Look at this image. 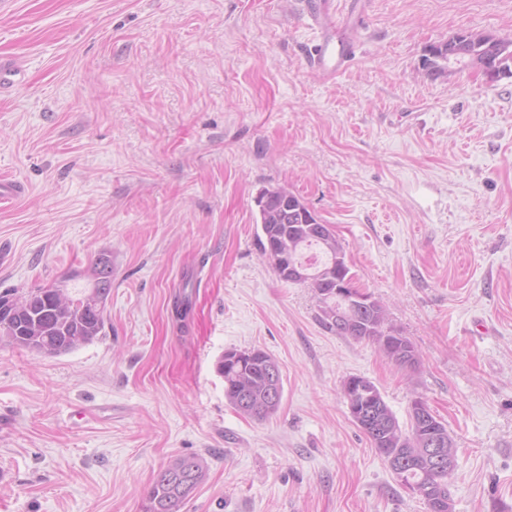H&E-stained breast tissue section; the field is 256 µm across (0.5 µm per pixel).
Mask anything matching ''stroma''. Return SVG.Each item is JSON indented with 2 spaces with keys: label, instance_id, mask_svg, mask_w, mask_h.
Here are the masks:
<instances>
[{
  "label": "stroma",
  "instance_id": "obj_1",
  "mask_svg": "<svg viewBox=\"0 0 512 512\" xmlns=\"http://www.w3.org/2000/svg\"><path fill=\"white\" fill-rule=\"evenodd\" d=\"M355 58L324 80L298 0H11L0 57V293L90 287L105 328L61 355L0 342V512H142L178 456L182 512H426L352 420L361 376L400 425L454 438L453 512H512V77L432 74L463 29L512 38V0H334ZM300 196L415 370L337 334L257 246L255 199ZM187 306L185 319L175 309ZM259 348L283 395L235 411L216 362ZM172 472H180V480L176 484L170 479ZM205 478L206 466L201 459L195 456L176 457L157 474L148 489L144 512H181ZM182 485L188 486L187 490L181 491Z\"/></svg>",
  "mask_w": 512,
  "mask_h": 512
}]
</instances>
